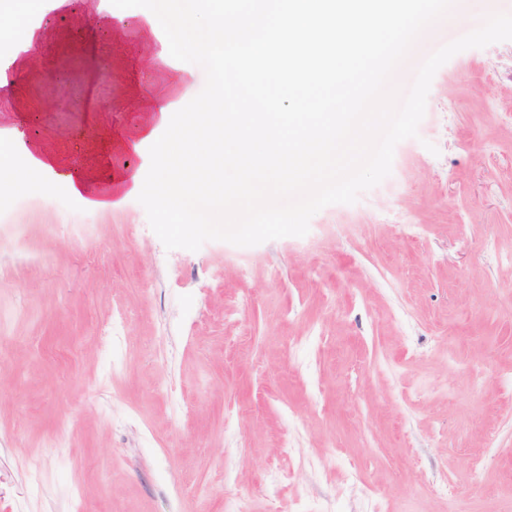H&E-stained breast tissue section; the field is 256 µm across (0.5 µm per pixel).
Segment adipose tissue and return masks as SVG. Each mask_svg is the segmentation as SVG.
I'll use <instances>...</instances> for the list:
<instances>
[{
  "mask_svg": "<svg viewBox=\"0 0 512 512\" xmlns=\"http://www.w3.org/2000/svg\"><path fill=\"white\" fill-rule=\"evenodd\" d=\"M18 7V0H0V16L9 20L7 26L0 28V86L10 81H23L26 61L22 54L43 40L36 28L15 18ZM0 144L9 150L0 160V188L12 193L27 190L48 197L62 187L77 196L87 193L89 170L63 164L57 156L42 150L38 143L25 140L20 128H0Z\"/></svg>",
  "mask_w": 512,
  "mask_h": 512,
  "instance_id": "adipose-tissue-1",
  "label": "adipose tissue"
}]
</instances>
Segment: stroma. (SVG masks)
I'll return each instance as SVG.
<instances>
[{"mask_svg":"<svg viewBox=\"0 0 512 512\" xmlns=\"http://www.w3.org/2000/svg\"><path fill=\"white\" fill-rule=\"evenodd\" d=\"M454 9L462 23L422 33L399 91L512 0ZM146 15L110 0L53 12L29 58L51 74L0 86V126L34 114L37 143L102 185L146 169L94 134L134 128L146 93L205 84ZM100 94L111 107L91 112ZM8 201L0 512H224L228 497L245 512H512V41L441 66L390 176L302 237L169 251L133 196ZM138 173H114L112 177V190L105 200L86 199L87 203L94 208L115 207V204L129 194L134 188L135 178ZM123 202L117 203V206Z\"/></svg>","mask_w":512,"mask_h":512,"instance_id":"1","label":"stroma"}]
</instances>
